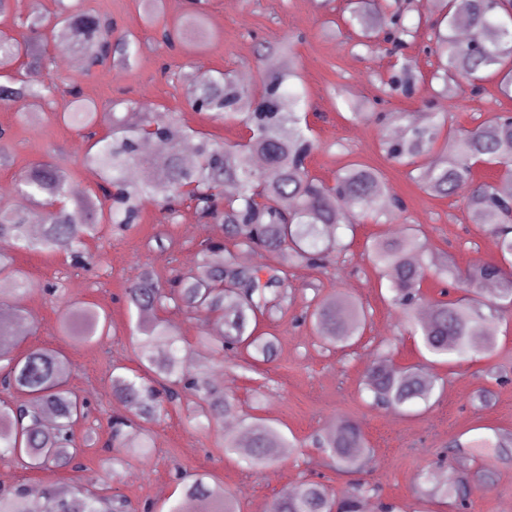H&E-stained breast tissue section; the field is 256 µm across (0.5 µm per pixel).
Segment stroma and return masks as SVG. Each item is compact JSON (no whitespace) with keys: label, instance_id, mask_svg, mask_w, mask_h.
Instances as JSON below:
<instances>
[{"label":"stroma","instance_id":"obj_1","mask_svg":"<svg viewBox=\"0 0 512 512\" xmlns=\"http://www.w3.org/2000/svg\"><path fill=\"white\" fill-rule=\"evenodd\" d=\"M345 4L346 0H330L326 5L321 0H209L210 42L199 49H171L161 42L160 31L187 13L191 0H164L162 13L152 24L141 19L138 0H83L84 9L112 22L115 33L135 35L136 63L127 70L106 64L92 72L61 65L57 73L66 90L55 94L51 107L22 115L15 107L0 106V144L9 157L8 165L0 167V204H19L13 183L38 163L60 166L70 183L84 191L96 190L98 178L84 167L76 149L80 133L54 119L68 101L67 89H78L114 107L117 116L132 123L139 119L137 102L147 100L157 111L177 112L185 129L221 144L236 143L244 136L243 127L193 110L184 98L180 73L199 65L231 71L256 89L262 83L258 47L293 36L297 42L292 67L300 76L297 87L305 93L300 111L316 141L308 160L311 175L331 184L348 162L378 168L391 195L404 200L408 223L424 232L430 255L452 258L462 268L479 258L496 257L493 240L474 223L462 200L428 195L409 179L404 167L386 159L380 143L389 137L391 124L353 121L350 106L374 100L378 111L386 113L444 112L454 128L471 129L490 113H512V97L500 92L494 77L484 81L477 94L460 77L451 95L432 97L429 80L438 58L427 26L439 11L430 0H391L392 11L401 14L404 24L420 27L403 51L413 64L417 85L413 97H381L380 82L390 75L395 59L357 45L356 34L342 20ZM391 229V224L370 219L342 229L344 241L350 244L347 255L323 267L294 270L288 278L287 303L274 319L263 323L264 331L277 338L272 362L244 370L241 356L228 355L223 363L209 364V372L222 375L225 392L236 400L237 429L262 421L277 425L296 443L280 461L254 469L225 454V425L191 426L182 410L169 411L152 423L155 448L149 464L134 461L113 470V451L107 446L108 420L123 411L112 392V368H139L134 352L139 316L126 301V288L147 268L159 276L162 287H171L195 268L200 241L219 236L218 226L201 224L186 203L174 213L148 203L130 230L116 235L106 224L88 240L86 268L71 267L60 253L15 252L16 267L39 286L26 302L32 315L26 324L28 343L60 349L68 357L70 387L89 401L91 413L75 428L77 443L86 446L83 470L40 471L0 457V488L53 484L67 489L89 482L126 499L129 512H168L181 496L175 476L180 468L223 483L238 496L241 512H267L287 488L306 479L322 482L338 495L355 482L374 487L378 497L368 501V512H377L381 501L393 504L396 512H458L453 500L426 495L454 474L465 477L473 490L471 512H512V445L474 449L463 466L438 459L459 435L472 439L512 434V322L500 325L490 357L478 356L459 366L431 361L386 302L387 290L367 256V243ZM57 281L65 285L63 294L45 292V285ZM332 292L354 296L369 311L361 339L344 351L323 348L312 324L302 318L315 294ZM80 302L97 304L110 315L107 341L86 343L60 335L61 318ZM382 353L396 368L423 365L442 378L444 391L437 402L402 411L371 407L362 389L363 377ZM482 388L491 392L485 403L475 398ZM345 420L362 427L372 457L363 472L339 475L311 440Z\"/></svg>","mask_w":512,"mask_h":512}]
</instances>
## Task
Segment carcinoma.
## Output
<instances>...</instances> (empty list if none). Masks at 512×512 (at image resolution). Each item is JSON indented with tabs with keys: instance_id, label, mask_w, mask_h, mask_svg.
I'll return each mask as SVG.
<instances>
[{
	"instance_id": "cac0c4a2",
	"label": "carcinoma",
	"mask_w": 512,
	"mask_h": 512,
	"mask_svg": "<svg viewBox=\"0 0 512 512\" xmlns=\"http://www.w3.org/2000/svg\"><path fill=\"white\" fill-rule=\"evenodd\" d=\"M512 0H457L442 19L431 24L439 69L433 78L443 81L437 91L448 95L451 75L481 81L490 72L504 89H512ZM346 23L359 31L362 45L389 34L386 42L406 45L417 27H407L399 14H386L379 0H349ZM67 23L63 39L91 65L112 61L128 66L137 52L136 40L126 32L109 39L110 23L85 11L82 0L54 11L33 16L26 27L54 32L57 19ZM465 23L478 46L457 35ZM165 42L199 47L210 37L206 12L194 9L173 26L162 28ZM0 38V101L23 103V108L43 107L58 90L53 58L45 43ZM293 53L290 44L262 47L270 73L261 90L254 92L236 75L220 72L190 77L195 100L216 119L238 122L248 129L245 144L224 147L205 135L183 132L175 114L156 113L143 101V120L129 126L112 116L110 133L95 138L92 128L102 118L98 103L70 91L66 107L57 120L83 132L79 144L84 165L105 183L103 197L88 193L69 194L67 176L47 164L26 170L17 180L19 194L31 208L0 207V281L11 285L0 289V382L16 392L13 400L0 401V456L23 460L31 469L49 470L69 465L81 470L74 426L78 416L88 417L90 405L76 412L78 395L69 388L70 362L54 349L24 347L27 336L16 332L28 319L25 300L34 288L28 277L14 267L12 251L61 253L85 262L87 241L96 237L101 225L126 231L136 223L142 206L156 202L168 208L188 202L201 223L222 224L227 235L244 248L272 253L276 264L266 269L240 266L235 255L211 246L201 248L197 273L178 280V287L162 288L155 273L145 270L126 289L128 304L143 321L136 353L145 376L111 373L112 390L120 404L134 413L130 418L114 415L108 421L110 446L122 455L112 466L129 461L142 464L151 458L154 444L148 424L161 412L181 406L186 393L196 398L189 423L200 419L218 421L238 418L234 398L224 393L206 364L224 359L226 352L244 350L246 364L268 362L276 353V337L258 332V320L269 317L286 297L289 270L320 267L326 257L344 249L337 229L349 227L356 215L385 216L395 223L404 210L401 200L385 196L382 173L365 163L343 165L335 184L328 186L309 174L307 159L314 144L305 133L298 108L301 95L290 90L297 78L293 70L276 67V61ZM401 63L382 82L384 93L403 94L409 85ZM355 120L402 121L403 134L387 138L382 148L387 158L409 166L421 189L442 198L461 196L475 223L496 241L499 256L478 259L461 270L452 264L437 269L466 292L462 298L440 299L420 305L421 286L428 270L426 244L420 229L403 227L371 240L368 253L388 282L390 304L418 334L424 351L436 360L461 362L495 350L497 324L512 320V117L495 113L471 130L448 125L447 114L432 112L416 120L408 113L354 112ZM148 127L162 136L163 154L147 159L142 155L143 135ZM482 162L497 165L505 173L497 181H474L473 168ZM135 167L143 169L138 180L129 177ZM202 316L194 349L200 358L190 368L185 340L169 322L154 316L167 302ZM427 316L417 317L419 307ZM309 319L325 345L344 348L361 336L367 311L344 293L320 297ZM64 336L103 341L109 336L108 316L89 303L65 315L60 323ZM364 389L376 406L403 409L429 404L441 387L440 379L423 367L397 369L379 355L367 368ZM336 472L352 474L370 460V448L360 425L345 421L334 430L314 438ZM224 453L233 454L248 468H259L280 460L292 444L276 427L251 425L243 434L224 436ZM488 438L455 440L448 446L451 458H466L472 448H490ZM42 512H126V501L103 496L83 484L61 494L53 486L43 488ZM376 490L359 483L337 498L322 483L305 480L291 492L274 500L270 512H366V498ZM429 495L455 499L469 506L468 482L459 477L431 489ZM0 512H30L28 491L20 486L0 493ZM169 512H240L237 497L221 484L211 485L202 475L186 483L182 497Z\"/></svg>"
}]
</instances>
